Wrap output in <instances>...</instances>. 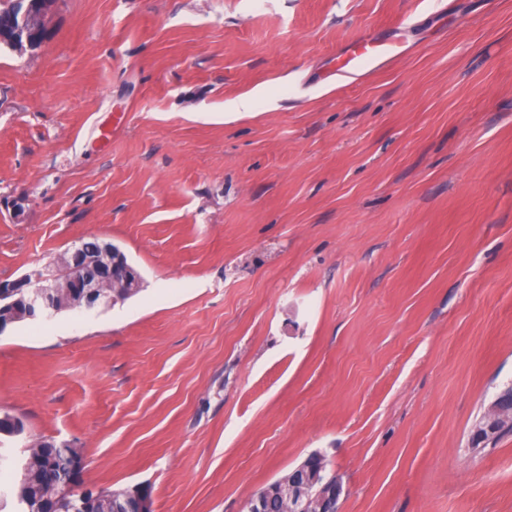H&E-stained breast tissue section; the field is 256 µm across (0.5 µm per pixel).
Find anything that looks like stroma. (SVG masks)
<instances>
[{"label": "stroma", "mask_w": 512, "mask_h": 512, "mask_svg": "<svg viewBox=\"0 0 512 512\" xmlns=\"http://www.w3.org/2000/svg\"><path fill=\"white\" fill-rule=\"evenodd\" d=\"M440 2L57 0L0 49V281L88 237L143 276L0 333L1 461L243 512L318 453L339 512H512V434L471 443L512 387V0ZM365 35L410 52L337 78Z\"/></svg>", "instance_id": "35a3bbf8"}]
</instances>
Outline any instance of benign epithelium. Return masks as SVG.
Wrapping results in <instances>:
<instances>
[{"instance_id":"7a95c632","label":"benign epithelium","mask_w":512,"mask_h":512,"mask_svg":"<svg viewBox=\"0 0 512 512\" xmlns=\"http://www.w3.org/2000/svg\"><path fill=\"white\" fill-rule=\"evenodd\" d=\"M56 0H12L11 18L15 34L11 47L17 52L37 47L31 37L34 30L47 33ZM85 242H80L60 258L64 274L26 276L13 281L0 282V333L6 326L23 316L38 321L50 318L63 308L93 310L103 304L123 298L128 287L132 266L115 246L97 242L99 273L86 272L88 260L84 259ZM84 459L75 462L76 482L58 491L60 512L71 507L72 496L77 494ZM342 485L335 478L319 480L318 475L297 485H288V499L297 506L296 512H339Z\"/></svg>"}]
</instances>
